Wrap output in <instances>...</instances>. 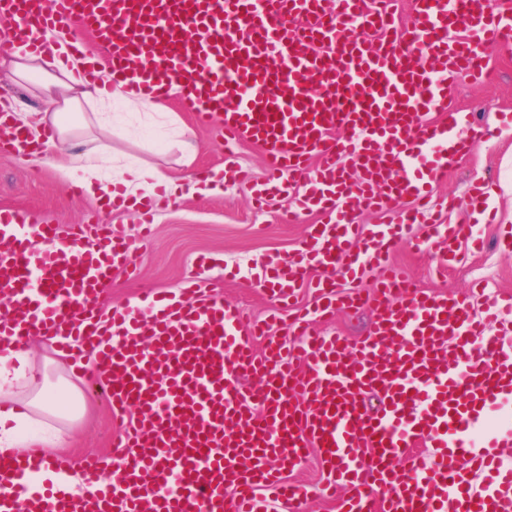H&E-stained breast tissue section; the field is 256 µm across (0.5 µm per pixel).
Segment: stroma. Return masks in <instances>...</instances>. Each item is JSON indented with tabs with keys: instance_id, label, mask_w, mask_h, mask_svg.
<instances>
[{
	"instance_id": "stroma-1",
	"label": "stroma",
	"mask_w": 512,
	"mask_h": 512,
	"mask_svg": "<svg viewBox=\"0 0 512 512\" xmlns=\"http://www.w3.org/2000/svg\"><path fill=\"white\" fill-rule=\"evenodd\" d=\"M488 65L489 81L476 86L460 80L452 97L461 118L485 125L486 139L449 166L446 178L434 189L435 209L405 229V241L392 256L413 284L436 294L469 291L477 309L483 305L484 293H512V251L499 245L502 237L512 235V40L489 51ZM166 108L191 130L195 154L185 156L177 147L174 125L150 118L141 106L116 107L107 100L98 110L105 123L121 135L112 142L114 160L101 164V178L111 179L113 164L143 161L171 172L185 164L195 171L238 168L248 173L249 183L228 181L220 192H198L155 207L146 218L152 233L142 241L138 226L145 218L140 213L110 211L91 197L71 196L72 180L56 168L32 156L0 151V207L20 210L30 223L80 224L98 217L124 225L136 274L113 272L105 292L106 306L126 303L145 288L178 292L194 274L248 316L271 319L275 335L288 337L290 313L314 306L313 285L323 278V270L311 267L305 271L304 286L288 306L278 304L256 274L300 248L309 225L318 221L316 213L295 218V199L290 195L255 208L253 187L266 178L262 148L251 143L225 144L220 123L200 125L179 99L168 100ZM475 182L493 188L486 203L491 217L482 223L473 219L468 200V189ZM439 219L463 227L456 256L444 269L439 268L436 254L412 245L413 239L425 236L428 225ZM83 394L85 409L72 425L66 448V459L74 467L84 458L107 456L122 422L102 389L87 387ZM288 477L307 489L303 512H336L335 502L323 494L326 476L316 454H309Z\"/></svg>"
}]
</instances>
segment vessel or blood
<instances>
[{"label": "vessel or blood", "mask_w": 512, "mask_h": 512, "mask_svg": "<svg viewBox=\"0 0 512 512\" xmlns=\"http://www.w3.org/2000/svg\"><path fill=\"white\" fill-rule=\"evenodd\" d=\"M71 30L70 49L106 50L100 77L167 101L178 94L203 125L259 145L269 178L256 197L294 193L316 212L301 248L265 283L287 304L313 265L315 308L293 321L296 352L261 322L188 283L104 314L102 285L130 265L123 228L26 223L0 209V344L54 339L126 420L111 459L81 467L87 496L37 486L36 451H0V512H261L272 492L302 512L303 486L284 478L317 449L338 512H512V463L499 435H478L512 403V349L467 299L435 296L391 264L395 227L358 224L361 208L420 221L452 153L482 127L447 122L460 75H487L491 47L512 36V13L490 0H415L406 37L393 36L388 0H0V27L37 54V30ZM343 139H335V132ZM414 206L402 210L405 200ZM455 224L417 240L453 257ZM374 268L368 295H339L337 279ZM369 308L356 340L310 331L337 307ZM383 399L377 413L362 396ZM404 466H396L398 457Z\"/></svg>", "instance_id": "vessel-or-blood-1"}]
</instances>
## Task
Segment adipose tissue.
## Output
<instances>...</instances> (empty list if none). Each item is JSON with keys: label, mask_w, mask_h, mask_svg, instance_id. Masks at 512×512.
Instances as JSON below:
<instances>
[{"label": "adipose tissue", "mask_w": 512, "mask_h": 512, "mask_svg": "<svg viewBox=\"0 0 512 512\" xmlns=\"http://www.w3.org/2000/svg\"><path fill=\"white\" fill-rule=\"evenodd\" d=\"M87 65L84 57L33 54L21 43L12 45L0 57V81L19 85L29 81L32 75L40 77L37 89L48 103L46 109L22 114L16 112L8 98L0 102V109L6 112L10 126L25 137L42 142L43 162L55 164L64 176L79 178L88 195L107 197L128 208L142 202L144 193L152 194L159 188L168 195L182 191L190 196L201 183H214V176L205 173L175 178L145 162L123 166L111 182L101 181L97 164L112 155V140L108 137L98 140L91 151L56 158L51 152L56 142L78 137L73 127L61 123V113L96 108L105 98L115 102L131 98L123 85L107 90L83 80L81 73ZM51 127L57 131L56 138H44V130ZM54 407L50 394L36 386L31 376L28 353L0 351V450L18 454L28 448L64 447L70 430L68 423L53 421Z\"/></svg>", "instance_id": "1"}]
</instances>
